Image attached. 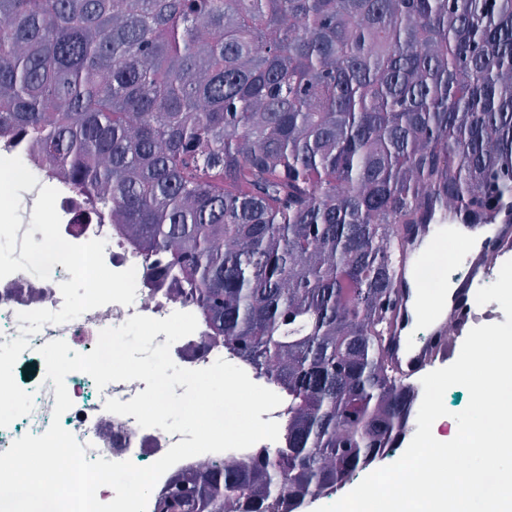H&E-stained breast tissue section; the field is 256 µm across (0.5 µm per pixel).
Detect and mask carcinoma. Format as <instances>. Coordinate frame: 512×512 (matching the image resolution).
I'll return each instance as SVG.
<instances>
[{
	"label": "carcinoma",
	"instance_id": "1",
	"mask_svg": "<svg viewBox=\"0 0 512 512\" xmlns=\"http://www.w3.org/2000/svg\"><path fill=\"white\" fill-rule=\"evenodd\" d=\"M0 133L110 204L287 400L152 512H299L410 437L399 226L512 213V0H0Z\"/></svg>",
	"mask_w": 512,
	"mask_h": 512
}]
</instances>
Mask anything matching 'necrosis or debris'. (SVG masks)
<instances>
[{
  "mask_svg": "<svg viewBox=\"0 0 512 512\" xmlns=\"http://www.w3.org/2000/svg\"><path fill=\"white\" fill-rule=\"evenodd\" d=\"M0 157L20 158L38 180L37 187L20 193L18 214L22 219V229L31 226L41 187L55 188L59 192L56 209L61 219L62 236L75 244L104 240V260L109 269L121 272L132 268L136 271V296L132 305L111 303L86 311L63 324H44L38 333L30 336V346L19 356L18 365L41 363L39 347L56 339L66 341L75 352H91L100 330L120 326L136 314L162 319L176 311L196 313V306L178 292L174 280L158 277L156 267L163 263V255L147 256L133 246L128 235L112 223L99 201L74 185L62 170L47 164L38 146L29 138L1 134ZM70 278L64 266L57 264L47 280L26 271L0 279V343L19 337L18 313L37 309L59 310L63 304L59 285ZM153 343L157 346L169 344L174 362L186 369L206 368L220 358L232 364L237 361L223 339L212 337L203 322L198 323L194 333L174 343H167L162 333L154 338ZM65 385L73 405L62 415L61 424L85 448L87 459L128 460L144 467L157 461L158 449L170 448L182 439L181 434L171 435L157 428H143L134 417L105 410L106 399L129 401L145 390L144 381L115 382L100 389L91 376L76 371L67 375ZM22 387L33 392L34 408L8 427L0 428V452L25 434H43L52 422L55 404L52 381L39 374L24 381Z\"/></svg>",
  "mask_w": 512,
  "mask_h": 512,
  "instance_id": "4bbe7bcc",
  "label": "necrosis or debris"
}]
</instances>
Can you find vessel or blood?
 I'll return each mask as SVG.
<instances>
[{
    "label": "vessel or blood",
    "mask_w": 512,
    "mask_h": 512,
    "mask_svg": "<svg viewBox=\"0 0 512 512\" xmlns=\"http://www.w3.org/2000/svg\"><path fill=\"white\" fill-rule=\"evenodd\" d=\"M475 236L476 246L454 260L455 272L448 290L446 309L431 314L424 336L412 339L418 315L428 307L418 286V273L425 254L436 242L431 224L401 225L398 257L394 272L392 297L387 310V329L382 352L396 379L411 382L453 358L457 341L469 330L475 317V292L483 281L493 278L494 270L483 260L484 251L512 252V224L496 216L490 224L465 227Z\"/></svg>",
    "instance_id": "vessel-or-blood-1"
}]
</instances>
